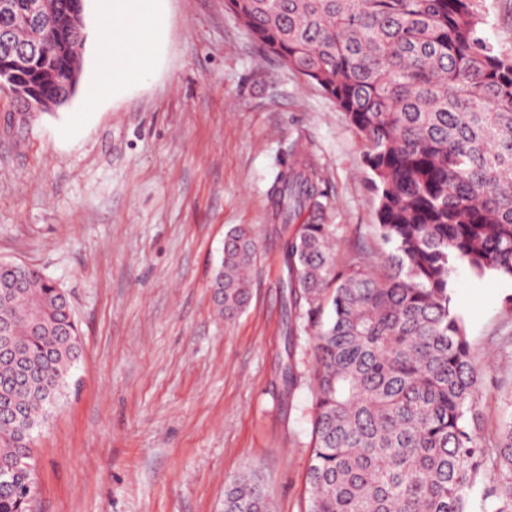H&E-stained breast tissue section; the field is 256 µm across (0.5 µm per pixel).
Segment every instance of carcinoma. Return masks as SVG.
<instances>
[{
    "label": "carcinoma",
    "instance_id": "obj_1",
    "mask_svg": "<svg viewBox=\"0 0 512 512\" xmlns=\"http://www.w3.org/2000/svg\"><path fill=\"white\" fill-rule=\"evenodd\" d=\"M251 37L318 85L347 115L364 148L378 199L379 260L361 247L340 263L316 167L282 163L275 219L288 227L289 350L282 371L296 389L294 335L310 332L314 369L305 512H470L483 486L493 512H512V417L492 428L464 325L451 306L456 264L476 277L512 279V52L482 34L485 0H225ZM74 41L54 56L64 69ZM257 243L247 228L224 239L212 288L217 312L248 303ZM0 323L25 349L37 386L9 387L0 355V410L37 428L62 395L81 340L59 287L25 265H0ZM15 429L0 427V512H30ZM224 512H272L257 471L224 487Z\"/></svg>",
    "mask_w": 512,
    "mask_h": 512
}]
</instances>
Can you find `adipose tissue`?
Masks as SVG:
<instances>
[{
	"mask_svg": "<svg viewBox=\"0 0 512 512\" xmlns=\"http://www.w3.org/2000/svg\"><path fill=\"white\" fill-rule=\"evenodd\" d=\"M157 0H112V25L101 28L102 39L112 42V78L126 76V65H135L139 71L151 67L149 49L156 32L153 23Z\"/></svg>",
	"mask_w": 512,
	"mask_h": 512,
	"instance_id": "ef3b65f1",
	"label": "adipose tissue"
}]
</instances>
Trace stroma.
<instances>
[{"instance_id":"obj_1","label":"stroma","mask_w":512,"mask_h":512,"mask_svg":"<svg viewBox=\"0 0 512 512\" xmlns=\"http://www.w3.org/2000/svg\"><path fill=\"white\" fill-rule=\"evenodd\" d=\"M484 35L512 50V0ZM88 0L77 93L55 112L0 89V260L66 292L82 338L34 432L32 512H224L226 479L259 472L275 512H304L312 363L282 394L288 312L272 186L297 148L318 169L334 251L387 250L360 140L317 85L264 54L224 0H160L149 73L112 86ZM234 226L258 243L246 309L214 314L211 277ZM452 304L477 353L488 421L512 385V279L460 269Z\"/></svg>"}]
</instances>
